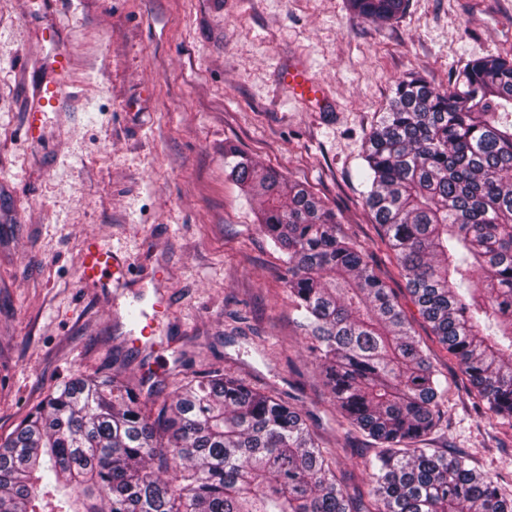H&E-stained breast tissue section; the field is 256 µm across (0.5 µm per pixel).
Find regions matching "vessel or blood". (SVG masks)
Masks as SVG:
<instances>
[{
    "label": "vessel or blood",
    "mask_w": 512,
    "mask_h": 512,
    "mask_svg": "<svg viewBox=\"0 0 512 512\" xmlns=\"http://www.w3.org/2000/svg\"><path fill=\"white\" fill-rule=\"evenodd\" d=\"M49 41L55 46L48 62L53 78L49 82L38 84L32 93L24 128L26 138L31 141L39 136L42 115L59 109L66 97V90L71 85V54L65 45L59 44L57 36H50ZM280 79L303 104L317 106L325 97L322 87L309 77L302 66L294 64L281 70ZM132 265L130 257L112 248L101 237L89 235L83 240L76 274L82 285L111 292L113 297L118 298L131 281ZM122 317L129 325L131 333L147 341H154L160 332L156 315L148 313L143 303L125 304Z\"/></svg>",
    "instance_id": "obj_1"
}]
</instances>
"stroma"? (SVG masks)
<instances>
[{"label": "stroma", "mask_w": 512, "mask_h": 512, "mask_svg": "<svg viewBox=\"0 0 512 512\" xmlns=\"http://www.w3.org/2000/svg\"><path fill=\"white\" fill-rule=\"evenodd\" d=\"M77 66L38 142L22 134L50 77L47 26ZM512 51V0H407L387 24L346 0H0V436L78 371H121L143 399L171 402L186 377L221 370L293 404L351 497L373 450L339 423L284 286L260 202L224 172L232 143L305 183L341 216L448 378L426 445L512 479V438L478 412L363 206L365 141L398 81L444 87L464 61ZM301 64L325 99L279 80ZM129 255L136 291L160 282L162 344L140 349L111 295L81 287L85 236Z\"/></svg>", "instance_id": "1"}]
</instances>
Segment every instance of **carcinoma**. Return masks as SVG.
Listing matches in <instances>:
<instances>
[{
	"label": "carcinoma",
	"instance_id": "1",
	"mask_svg": "<svg viewBox=\"0 0 512 512\" xmlns=\"http://www.w3.org/2000/svg\"><path fill=\"white\" fill-rule=\"evenodd\" d=\"M348 2L380 23L406 4ZM364 160V205L412 302L485 417L512 426V55L470 60L446 89L400 80ZM224 163L261 199L341 424L375 449L357 512H512L499 474L423 447L448 387L336 211L234 146ZM335 466L296 407L222 373L153 419L119 374L76 372L0 438V512H352Z\"/></svg>",
	"mask_w": 512,
	"mask_h": 512
}]
</instances>
